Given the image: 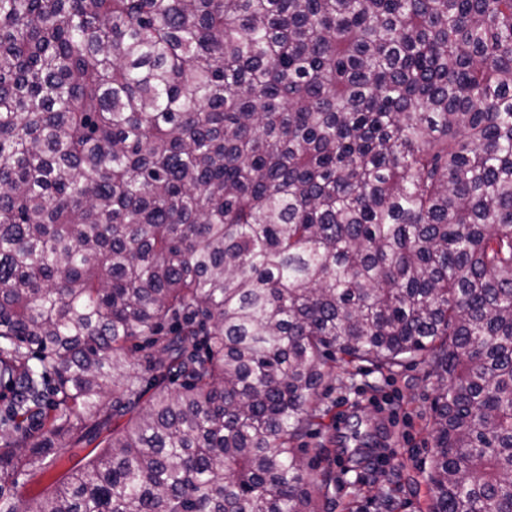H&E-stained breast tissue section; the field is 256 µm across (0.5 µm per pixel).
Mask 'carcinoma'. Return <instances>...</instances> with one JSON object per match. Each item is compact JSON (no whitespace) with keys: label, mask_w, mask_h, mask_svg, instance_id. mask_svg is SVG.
Masks as SVG:
<instances>
[{"label":"carcinoma","mask_w":512,"mask_h":512,"mask_svg":"<svg viewBox=\"0 0 512 512\" xmlns=\"http://www.w3.org/2000/svg\"><path fill=\"white\" fill-rule=\"evenodd\" d=\"M338 354L512 512V0H0V512H315ZM74 444H68L65 448H56L55 455H51L49 466L44 473H26L19 477L17 490L20 510L25 507V501L40 493L47 494L56 485L64 481L72 469L90 450Z\"/></svg>","instance_id":"1"}]
</instances>
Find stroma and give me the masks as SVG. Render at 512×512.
<instances>
[{
  "instance_id": "obj_1",
  "label": "stroma",
  "mask_w": 512,
  "mask_h": 512,
  "mask_svg": "<svg viewBox=\"0 0 512 512\" xmlns=\"http://www.w3.org/2000/svg\"><path fill=\"white\" fill-rule=\"evenodd\" d=\"M441 385L440 373L419 361L392 373L366 362L333 361L318 399L322 418L296 443L311 477L324 483L314 496L316 512H429L431 414ZM392 393L394 420L368 402ZM85 454L74 444L56 449L45 472L20 476L19 501L53 490ZM385 497L391 508L382 507Z\"/></svg>"
}]
</instances>
